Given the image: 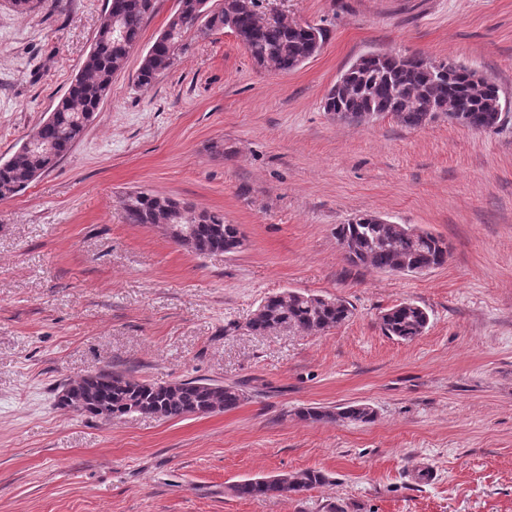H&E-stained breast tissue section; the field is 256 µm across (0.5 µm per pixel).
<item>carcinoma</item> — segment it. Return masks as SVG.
<instances>
[{"instance_id": "carcinoma-1", "label": "carcinoma", "mask_w": 512, "mask_h": 512, "mask_svg": "<svg viewBox=\"0 0 512 512\" xmlns=\"http://www.w3.org/2000/svg\"><path fill=\"white\" fill-rule=\"evenodd\" d=\"M156 0H122V7L105 19L80 72L53 108L50 121L40 122L6 164L0 163V200L24 191L31 173L52 168L80 140L108 96L112 77L121 70L136 46ZM238 30L246 36L244 48L253 62L270 72L297 69L323 44L325 30L307 25L302 29L288 15L268 13L264 0H178V8L161 32L165 40L154 42L143 55L138 84L150 85L174 62L168 43L186 48L185 34L205 38L219 30ZM325 110L339 112V121L369 124L389 114L407 128H422L448 121L470 130L496 129L504 120L501 89L469 67L454 60L431 65L416 54L373 52L361 56L336 81L325 99ZM132 224H177L195 240L194 254L231 253L238 227L224 222L220 212H198L191 205L177 207L161 195L141 194L123 205ZM337 243L347 244L346 259L353 265H369L387 271L408 272L444 265L448 244L426 231L408 233V227L386 221L376 223L370 214L355 216L336 226ZM352 316V305L340 298L284 290L266 297L246 327L255 336L288 329L311 334L335 328ZM427 311L414 302H402L380 316L385 335L412 341L428 327ZM246 400L240 385L189 379L167 385L140 381L108 371L83 375L67 383L59 396L62 409L112 421L128 415L162 420L205 416L234 410ZM302 418L336 425L370 423L376 413L370 405L353 402L334 410L309 407ZM316 469L275 475L263 480L246 479L229 486L238 498L291 496L326 483Z\"/></svg>"}]
</instances>
